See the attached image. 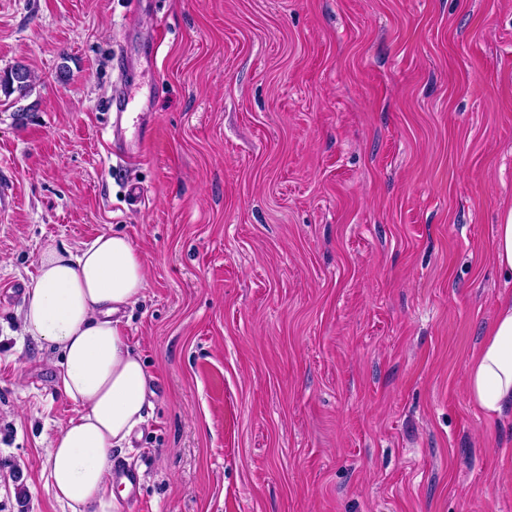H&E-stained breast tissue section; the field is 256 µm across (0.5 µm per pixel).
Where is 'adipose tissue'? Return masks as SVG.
I'll list each match as a JSON object with an SVG mask.
<instances>
[{"label": "adipose tissue", "instance_id": "obj_1", "mask_svg": "<svg viewBox=\"0 0 512 512\" xmlns=\"http://www.w3.org/2000/svg\"><path fill=\"white\" fill-rule=\"evenodd\" d=\"M145 290V260L124 235L78 251L47 242L21 311L25 334L58 357L57 388L76 407L47 450L48 485L70 512H119L112 452L151 407L149 375L122 325ZM468 397L489 417L512 408V295L470 365Z\"/></svg>", "mask_w": 512, "mask_h": 512}]
</instances>
